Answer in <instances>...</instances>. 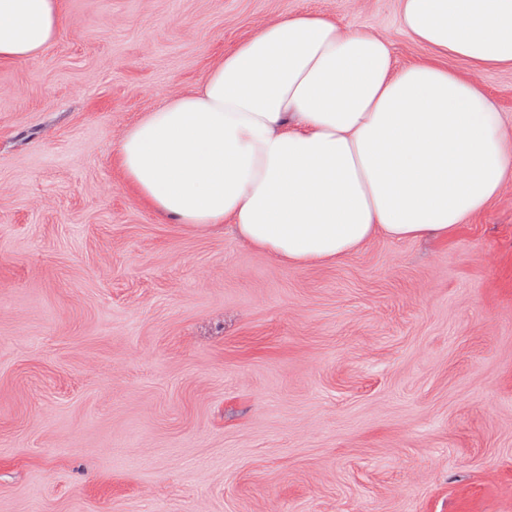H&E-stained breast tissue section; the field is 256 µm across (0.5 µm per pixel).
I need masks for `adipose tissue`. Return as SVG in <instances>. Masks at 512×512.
<instances>
[{
    "label": "adipose tissue",
    "instance_id": "adipose-tissue-1",
    "mask_svg": "<svg viewBox=\"0 0 512 512\" xmlns=\"http://www.w3.org/2000/svg\"><path fill=\"white\" fill-rule=\"evenodd\" d=\"M398 12L429 51L406 66L386 37L322 14L259 25L197 90L124 132L126 178L160 214L232 225L293 268L377 236L448 238L512 182V127L476 78L512 67V0H398ZM62 30L59 0H0V60L37 58Z\"/></svg>",
    "mask_w": 512,
    "mask_h": 512
}]
</instances>
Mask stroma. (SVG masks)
I'll return each mask as SVG.
<instances>
[{
	"instance_id": "stroma-1",
	"label": "stroma",
	"mask_w": 512,
	"mask_h": 512,
	"mask_svg": "<svg viewBox=\"0 0 512 512\" xmlns=\"http://www.w3.org/2000/svg\"><path fill=\"white\" fill-rule=\"evenodd\" d=\"M61 6L0 61V512H512V184L448 239L292 268L115 154L291 12L424 58L398 0Z\"/></svg>"
}]
</instances>
